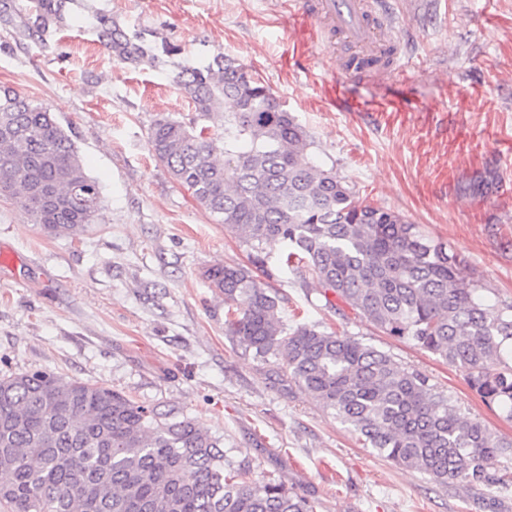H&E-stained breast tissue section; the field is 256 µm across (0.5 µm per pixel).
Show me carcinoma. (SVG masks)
I'll list each match as a JSON object with an SVG mask.
<instances>
[{"mask_svg": "<svg viewBox=\"0 0 512 512\" xmlns=\"http://www.w3.org/2000/svg\"><path fill=\"white\" fill-rule=\"evenodd\" d=\"M74 0H0V27L16 43L51 48ZM98 43L137 63L171 55L144 30L97 17ZM175 82L206 119L224 101V135L194 123L155 121L148 145L195 200L254 252L281 245V262L310 268L333 294L384 334L463 370L488 406L512 418V304L487 315L483 286L458 275L462 260L397 212L357 196L272 89L218 54ZM48 186L62 202L47 209ZM0 191L45 232L94 223L100 187L85 172L50 110L0 87ZM224 295L225 335L332 411L364 444L441 485L488 483L512 451L429 377L396 365L352 336L280 320L279 295L239 265L205 271ZM0 512H314L307 496L273 479L247 482L223 439L174 409L148 407L103 385L49 372L0 377Z\"/></svg>", "mask_w": 512, "mask_h": 512, "instance_id": "obj_1", "label": "carcinoma"}]
</instances>
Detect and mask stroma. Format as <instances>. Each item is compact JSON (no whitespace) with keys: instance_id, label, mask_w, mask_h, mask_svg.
<instances>
[{"instance_id":"stroma-1","label":"stroma","mask_w":512,"mask_h":512,"mask_svg":"<svg viewBox=\"0 0 512 512\" xmlns=\"http://www.w3.org/2000/svg\"><path fill=\"white\" fill-rule=\"evenodd\" d=\"M393 7L415 49L404 77L332 72L311 23L276 0H92L73 8L47 51L0 28V86L50 109L102 195L96 223L50 235L0 193V252L12 256L0 266V374L51 371L177 407L223 437L246 478L281 480L315 512H512V455L499 458L492 482L443 486L379 456L297 386H274L267 366L225 336L224 298L204 277L250 265L249 248L149 151L157 119L196 116L177 68L231 55L361 199L447 242L461 277L512 303V0ZM93 8L176 47L170 64L113 57L92 33ZM280 251L266 246L258 278L282 295L284 324L385 351L512 439V421L464 371L344 303L327 306L308 268H281Z\"/></svg>"}]
</instances>
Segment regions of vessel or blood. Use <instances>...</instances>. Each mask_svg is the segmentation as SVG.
<instances>
[{"mask_svg":"<svg viewBox=\"0 0 512 512\" xmlns=\"http://www.w3.org/2000/svg\"><path fill=\"white\" fill-rule=\"evenodd\" d=\"M283 9L311 21L317 42L346 39L362 57L390 49L391 68L406 74L413 63L412 43L400 31V20L389 0H278Z\"/></svg>","mask_w":512,"mask_h":512,"instance_id":"1","label":"vessel or blood"}]
</instances>
